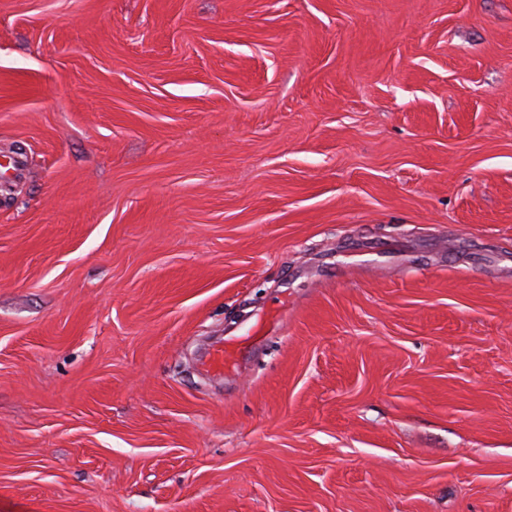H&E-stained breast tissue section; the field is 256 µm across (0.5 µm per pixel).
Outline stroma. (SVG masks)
I'll use <instances>...</instances> for the list:
<instances>
[{"instance_id": "obj_1", "label": "stroma", "mask_w": 512, "mask_h": 512, "mask_svg": "<svg viewBox=\"0 0 512 512\" xmlns=\"http://www.w3.org/2000/svg\"><path fill=\"white\" fill-rule=\"evenodd\" d=\"M15 151L0 512H512V0H0Z\"/></svg>"}]
</instances>
